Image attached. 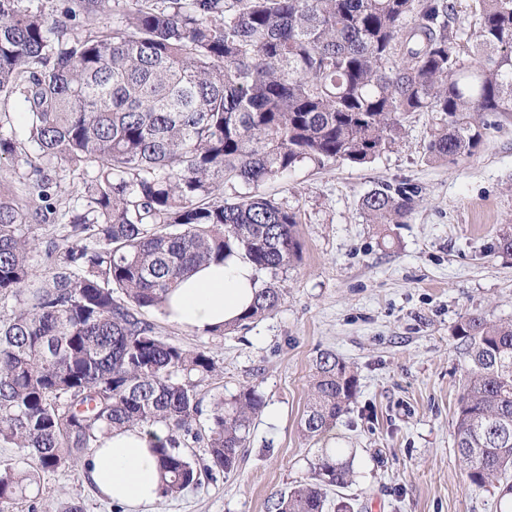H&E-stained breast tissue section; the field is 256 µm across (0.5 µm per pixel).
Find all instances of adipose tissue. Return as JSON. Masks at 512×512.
<instances>
[{"label":"adipose tissue","instance_id":"ef3b65f1","mask_svg":"<svg viewBox=\"0 0 512 512\" xmlns=\"http://www.w3.org/2000/svg\"><path fill=\"white\" fill-rule=\"evenodd\" d=\"M259 282L246 260L231 258L201 267L171 292L168 321L207 334L236 322L254 301ZM163 428L134 427L104 437L83 458L81 467L99 494L126 505L130 512H148L158 498L161 482L153 446Z\"/></svg>","mask_w":512,"mask_h":512}]
</instances>
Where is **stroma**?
I'll list each match as a JSON object with an SVG mask.
<instances>
[{
  "label": "stroma",
  "instance_id": "obj_1",
  "mask_svg": "<svg viewBox=\"0 0 512 512\" xmlns=\"http://www.w3.org/2000/svg\"><path fill=\"white\" fill-rule=\"evenodd\" d=\"M479 151L456 161L428 155L430 114L404 122L399 142L362 166L336 164L264 185L300 218L302 260L282 279L271 315L221 336L149 317L161 337L207 347L219 372L200 393L258 387L265 406L237 470L203 481L155 512H270L277 495L303 482L320 441L303 435L314 361H346L359 392L330 446L353 453V481L332 502L354 512H499L492 488L469 484L453 448L455 405L467 361L454 328L467 313L512 319V257L498 254L512 224V118L484 114ZM416 196L404 223L375 224L361 200L384 184ZM41 504L78 502L114 512L80 467L45 475Z\"/></svg>",
  "mask_w": 512,
  "mask_h": 512
}]
</instances>
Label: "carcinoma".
<instances>
[{
    "label": "carcinoma",
    "instance_id": "carcinoma-1",
    "mask_svg": "<svg viewBox=\"0 0 512 512\" xmlns=\"http://www.w3.org/2000/svg\"><path fill=\"white\" fill-rule=\"evenodd\" d=\"M63 2L0 0V104L25 110L24 139L0 133L13 164L0 179V299L16 303L0 319V446L35 461H0V512L39 499L44 475L115 429L164 427L163 500L232 473L264 396L244 385L203 409L215 358L161 338L146 313L235 253L260 289L214 334L275 312L302 243L297 212L262 186L370 163L414 112L433 114L431 159L455 162L480 149V116L512 114V0H471L467 29L452 0H130L110 25L93 23L108 0ZM89 172L66 233L39 237L66 177ZM361 207L398 222L413 193L383 185ZM497 250L512 256L511 224ZM455 335L469 369L453 447L470 484L512 512V320L466 314ZM356 395L351 367L320 353L304 435L328 436ZM352 474V455L323 448L273 512H327Z\"/></svg>",
    "mask_w": 512,
    "mask_h": 512
}]
</instances>
